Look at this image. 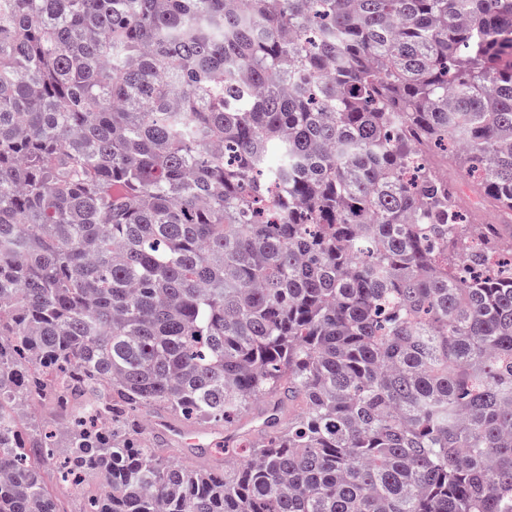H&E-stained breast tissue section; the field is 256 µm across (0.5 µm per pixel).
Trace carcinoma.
<instances>
[{
    "label": "carcinoma",
    "instance_id": "carcinoma-1",
    "mask_svg": "<svg viewBox=\"0 0 512 512\" xmlns=\"http://www.w3.org/2000/svg\"><path fill=\"white\" fill-rule=\"evenodd\" d=\"M246 2L0 0V512H512V0ZM448 177L455 181L458 186L465 190L467 196L465 200L469 206V217L474 222H483L485 219V212L481 205H475L476 199L473 197L471 192L466 188V177L465 172L460 169L454 161L448 159ZM173 423L170 422H158L155 429L159 430L160 432L165 433L170 439H184L187 438L189 435L185 433V430L191 433H197V432H219L222 433V438L224 439V436L226 434V430L224 428V424L222 426L218 427H212V428H206L202 430H198L196 432L190 431L188 428H186L183 423H181L177 419H171ZM181 427V428H179ZM183 428V429H182ZM165 439V438H164ZM174 440H167L165 439L166 443L168 444V447L166 448H178V450L175 453L176 459L179 460H188L194 462L196 465L204 467V468H224V453L222 455H215L212 450H210L207 453L200 454L198 453L196 447L182 443L177 442ZM187 441L194 442V445L197 447L204 448L212 444V441L210 440V437L207 434H201L199 436L187 438Z\"/></svg>",
    "mask_w": 512,
    "mask_h": 512
}]
</instances>
